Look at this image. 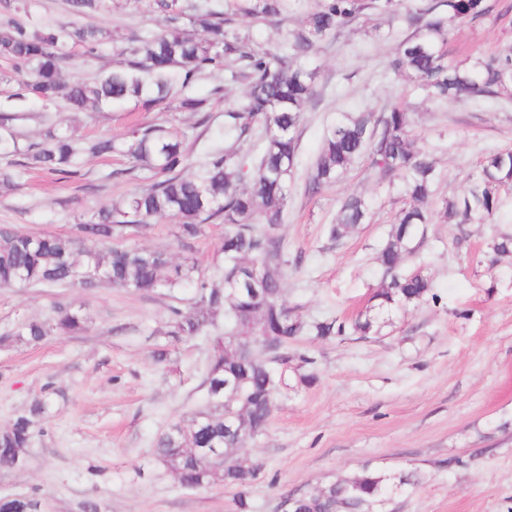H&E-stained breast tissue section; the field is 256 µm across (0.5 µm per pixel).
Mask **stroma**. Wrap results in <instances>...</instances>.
<instances>
[{
	"mask_svg": "<svg viewBox=\"0 0 512 512\" xmlns=\"http://www.w3.org/2000/svg\"><path fill=\"white\" fill-rule=\"evenodd\" d=\"M239 33L260 45L283 43L302 28L318 0H286L283 21L259 22L251 0H221ZM434 0H399L395 11L365 10L321 44L308 62L318 69L316 95L303 109L292 193L277 229L288 252L283 295L303 321L365 313L381 280L378 257L396 214L408 204L401 181L377 183L369 158L353 163L340 182L308 195L305 184L324 133L343 112L390 111L405 103L416 144L429 151L437 179L425 239L417 255L437 301L386 315L367 339L301 337L315 376L299 381L296 361L283 366L276 405L265 432L246 440L242 463L260 466L246 493L245 512H279L284 493L360 473L417 471L418 485L397 493L394 512H512V254L489 247L512 234V187L502 189L493 216L453 224L444 201L465 187L491 151L512 149V91L479 100L439 102L416 82L392 73L389 62L412 34L411 16ZM9 17L56 26L93 25L107 32L98 57L80 64L88 77L112 70L117 49L135 34L166 28L152 0H106L93 17L73 15L66 0H27ZM487 15L459 25L448 40L451 63L512 51V0H486ZM223 85V97L211 93ZM246 87L217 74L199 78L193 96L208 103L210 121L182 109L178 96L145 111L132 102L105 114L59 109L54 120L77 139L121 137L133 125L162 123L184 134L192 156L224 142V111ZM128 160L83 157L81 174H41L0 189V224L32 233H73L78 217L124 195ZM364 196L365 224L334 243L327 228L341 200ZM82 307L85 330L39 345L0 343V426L29 409L43 391L53 405L37 424L23 468L0 469V498L33 496L45 512H244L234 489L216 481L183 486L158 461L153 443L170 423L204 405L198 367L209 355L200 340L172 346L167 362L153 352L169 299L101 287L0 290V336L20 319L45 320L61 306Z\"/></svg>",
	"mask_w": 512,
	"mask_h": 512,
	"instance_id": "obj_1",
	"label": "stroma"
}]
</instances>
